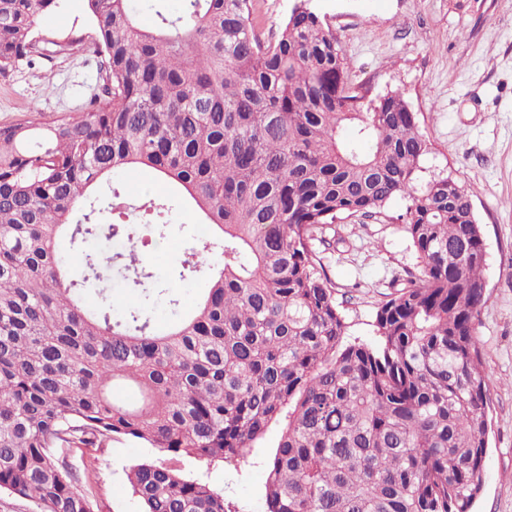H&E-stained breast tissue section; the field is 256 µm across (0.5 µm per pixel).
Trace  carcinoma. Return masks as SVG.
<instances>
[{
    "mask_svg": "<svg viewBox=\"0 0 512 512\" xmlns=\"http://www.w3.org/2000/svg\"><path fill=\"white\" fill-rule=\"evenodd\" d=\"M62 0H0V74L37 52L36 19ZM103 85L86 112L0 126V489L42 512H94L58 456L116 436L236 464L273 426L266 512H471L488 448L489 377L476 322L486 241L453 177L415 186L429 153L398 92L352 87L312 0L279 31L253 0H81ZM153 169L175 193L112 224V177ZM418 263L379 306L378 345L347 323L316 243L395 197ZM218 252L197 306L137 249L180 204ZM127 244L112 248L114 241ZM80 255L73 267L67 253ZM143 303L114 313L112 279ZM140 393L134 404L111 388ZM145 512H224V496L163 463L128 475Z\"/></svg>",
    "mask_w": 512,
    "mask_h": 512,
    "instance_id": "carcinoma-1",
    "label": "carcinoma"
}]
</instances>
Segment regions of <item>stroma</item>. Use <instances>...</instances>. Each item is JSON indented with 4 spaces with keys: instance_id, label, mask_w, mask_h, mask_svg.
<instances>
[{
    "instance_id": "1",
    "label": "stroma",
    "mask_w": 512,
    "mask_h": 512,
    "mask_svg": "<svg viewBox=\"0 0 512 512\" xmlns=\"http://www.w3.org/2000/svg\"><path fill=\"white\" fill-rule=\"evenodd\" d=\"M314 6L341 43L352 83L373 97L399 92L416 113L430 144L421 180L450 174L473 196L487 247L488 292L477 332L491 396L485 483L473 510L512 512V0H314ZM34 31L40 41L79 37L83 43L45 51L0 75V125L86 111L97 90L98 57L79 0H62L37 19ZM406 206V199H394L382 214L342 220L326 234L325 271L336 284L348 341L377 343V309L417 263L400 221ZM198 221L195 210L181 208L167 238L143 255L180 300L175 309L163 300L151 306L159 326L195 305L207 286V267L219 260L191 238ZM187 257L198 273L173 276ZM277 441V429H270L234 466L173 457L124 437L102 448H71L63 457L77 486L92 491L99 512H143L127 473L156 461L185 479L209 483L223 494L227 512H266L267 460Z\"/></svg>"
}]
</instances>
